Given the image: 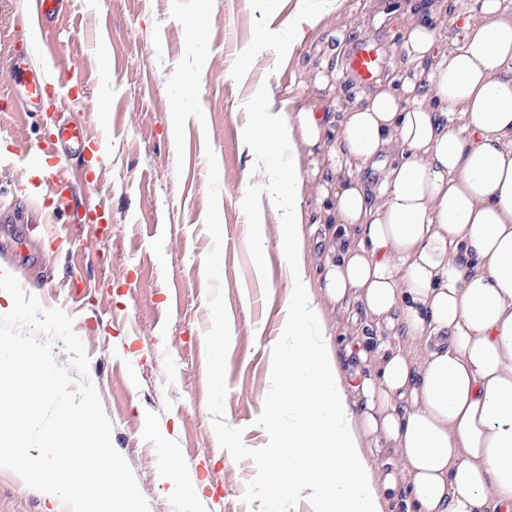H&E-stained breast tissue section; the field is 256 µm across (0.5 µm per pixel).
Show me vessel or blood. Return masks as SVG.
<instances>
[{"instance_id": "obj_1", "label": "vessel or blood", "mask_w": 512, "mask_h": 512, "mask_svg": "<svg viewBox=\"0 0 512 512\" xmlns=\"http://www.w3.org/2000/svg\"><path fill=\"white\" fill-rule=\"evenodd\" d=\"M25 9L21 24L30 29L43 28L56 14L60 0H24ZM8 64L19 79L15 87V98L23 108L39 112L44 108L46 79L37 70H25L20 60L9 59ZM349 66L361 84H369L376 78L380 59L375 46L369 40H361L350 57ZM89 138L83 125L65 120H56L52 127L36 144L30 155L33 166L42 170V181L51 194L55 213H64L70 207V191L74 179L65 159L71 154L85 153Z\"/></svg>"}]
</instances>
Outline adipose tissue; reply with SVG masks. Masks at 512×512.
I'll return each instance as SVG.
<instances>
[{"instance_id":"ef3b65f1","label":"adipose tissue","mask_w":512,"mask_h":512,"mask_svg":"<svg viewBox=\"0 0 512 512\" xmlns=\"http://www.w3.org/2000/svg\"><path fill=\"white\" fill-rule=\"evenodd\" d=\"M343 4L298 0L276 51ZM449 8L387 0L374 20L397 18L407 72L340 104L344 43L324 40L309 104L249 127L290 280L259 417L271 512L298 498L310 512H512V0H465L447 47Z\"/></svg>"}]
</instances>
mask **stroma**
Segmentation results:
<instances>
[{"mask_svg": "<svg viewBox=\"0 0 512 512\" xmlns=\"http://www.w3.org/2000/svg\"><path fill=\"white\" fill-rule=\"evenodd\" d=\"M21 0H0V54L44 67L49 92L82 123L98 152L76 205L100 202L108 225L76 212L50 222L42 174L27 159L47 112L10 102L13 73L0 66V209L27 201L24 224L0 223V269L44 308H59L89 358L88 376L112 423L149 512H265L253 485L268 446L257 423L274 386L271 351L288 306V267L272 207L251 192L267 178L245 132L256 112H292L313 89L316 45L348 24V48L370 38L381 77L406 56L393 22L375 24L368 0H346L292 55L275 54L262 30L284 35L260 0H64L45 31L16 27ZM62 53L45 60L43 40ZM185 119L176 124L175 112ZM221 222L214 232L213 222ZM265 226L268 251L256 267L251 226ZM226 331L215 369V313ZM178 449L201 495L167 493L156 475ZM0 512H64L60 500L0 470Z\"/></svg>", "mask_w": 512, "mask_h": 512, "instance_id": "stroma-1", "label": "stroma"}]
</instances>
